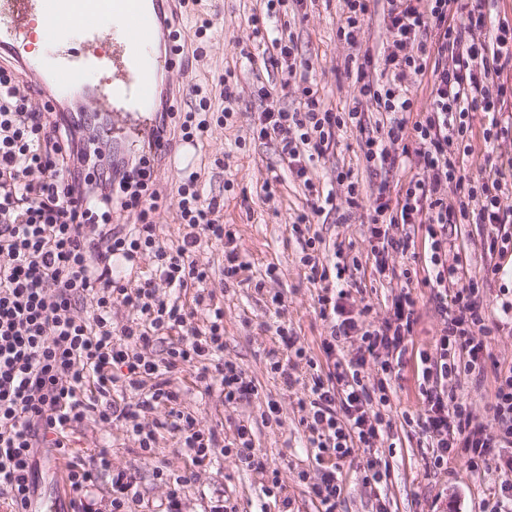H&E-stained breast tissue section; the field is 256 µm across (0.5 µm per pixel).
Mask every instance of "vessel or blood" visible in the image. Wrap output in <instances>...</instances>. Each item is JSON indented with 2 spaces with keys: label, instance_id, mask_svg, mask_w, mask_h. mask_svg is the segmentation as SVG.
I'll return each mask as SVG.
<instances>
[{
  "label": "vessel or blood",
  "instance_id": "b4317fda",
  "mask_svg": "<svg viewBox=\"0 0 512 512\" xmlns=\"http://www.w3.org/2000/svg\"><path fill=\"white\" fill-rule=\"evenodd\" d=\"M173 22L164 0H0V49L34 77L51 105L66 107L76 90L90 94L110 121L102 141L133 152L153 143L163 77L179 66L174 50L156 51ZM112 33L108 54L93 47Z\"/></svg>",
  "mask_w": 512,
  "mask_h": 512
}]
</instances>
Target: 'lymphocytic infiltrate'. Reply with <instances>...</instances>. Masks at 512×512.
Masks as SVG:
<instances>
[{
  "mask_svg": "<svg viewBox=\"0 0 512 512\" xmlns=\"http://www.w3.org/2000/svg\"><path fill=\"white\" fill-rule=\"evenodd\" d=\"M496 0H387L384 18L387 48L382 57L362 50L355 59V82L361 98L375 104L376 133L365 141L368 167L391 172L418 158L421 176L405 183L397 200L379 186L371 203L370 235L388 237L389 249L373 248L374 269L385 275L390 249L416 250L417 236L430 249L421 267L402 269L408 289L392 303L393 313L374 323L372 309H349V293L336 280L347 270L341 245L327 263L322 238L308 216H299L290 231L302 244V264L318 284L321 318L330 325L320 351L332 371L321 374L298 337L280 330L286 356H272L270 369L284 384L306 364L310 379L300 402L301 422L311 435L320 468L310 485L323 512H336L343 493L338 476L343 459L366 455L364 481L378 485L389 475L388 463L376 451L384 433L383 411L390 404V380L402 367L406 343L416 323V301L410 284L421 282L439 301L443 326L432 352H421V409L405 417L425 440L433 470H447L457 448L468 455L473 471L495 469L498 491L483 512H512V458L495 459L494 449L512 445V366L500 371L493 394L497 437L476 424L466 398L448 386L459 368L482 369L487 336L498 323L494 308L477 288H456V263L448 259V229L455 224H510L512 211L501 198L512 192V167H491L474 178L463 172L472 155V115L488 121L485 145L512 136V25L496 22ZM430 78L429 101L419 105L414 88ZM17 67L0 64V497L11 512H26L37 493L41 451L64 454L69 430L87 412L102 423L120 422L145 449L152 434L140 419L158 406L168 412L160 428L174 433L193 461L208 458L214 430L203 429L178 409L179 394L170 386L175 370L192 367L205 390L219 389L225 404L254 394L255 385L234 361L224 357V309L208 289L211 271L201 262L202 246L225 244L224 276L237 278L245 263L233 250L235 233L225 224L215 197H204L200 175L184 168L177 188V219L188 228L182 240L165 246L156 236L155 215L163 194L157 186L154 155L127 156L95 142L93 126L78 113L34 107L21 88ZM252 134L279 139L288 169L302 179L312 196L320 190L308 176V165L333 146L337 130L363 127L359 105L335 113L324 109L317 89L303 86L298 109L277 106L267 89ZM232 114L215 120L193 108L159 114L160 137L200 146L212 125H224ZM455 187L456 203L448 201ZM321 196V195H320ZM479 207H472V200ZM149 258L152 273L130 285L113 272L115 261ZM194 289L202 323L190 320L183 303L164 300L158 286ZM121 302L135 315L131 323L112 325V304ZM169 336L164 357L148 356L158 336ZM359 340L355 358H340L342 344ZM377 360L382 372L367 385L362 370ZM112 473V510L129 512L136 479L112 471L110 454L100 449L87 461L70 464L67 474L72 502L85 497L96 475Z\"/></svg>",
  "mask_w": 512,
  "mask_h": 512,
  "instance_id": "f902f5d3",
  "label": "lymphocytic infiltrate"
}]
</instances>
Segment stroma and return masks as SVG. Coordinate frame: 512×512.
<instances>
[{"label": "stroma", "mask_w": 512, "mask_h": 512, "mask_svg": "<svg viewBox=\"0 0 512 512\" xmlns=\"http://www.w3.org/2000/svg\"><path fill=\"white\" fill-rule=\"evenodd\" d=\"M343 0H286L276 16L268 17L270 29H290L297 40L302 59L308 60L307 77L319 90L325 108L344 112L358 94L353 73L356 54L337 36L344 18ZM265 0H200L187 6L180 18L181 34L186 46L196 44L194 32L201 18L216 19L202 46L203 56L192 65L180 67L167 76L166 85L180 87L186 101H196V89L207 90L212 111L225 104L218 88L212 84L214 73L232 71L237 79L233 124L212 126L200 150L180 154L175 163H162L157 178L164 194V203L155 216L161 243L172 244L186 232L176 220L178 196L176 188L180 170L194 165L201 171V190L205 196L224 200V221L237 231L235 244L248 267L239 282L224 279V248L205 246L199 253L208 262L212 278L209 285L214 300L224 308V356L238 363L253 380L256 391L249 399L234 405L222 403L218 391H205L191 368L176 370L172 383L180 391V407L191 413L206 428L217 433L218 447L209 459L195 462L180 448L172 433L160 429L155 433L152 451L139 448L124 426L103 424L86 419L72 438L70 453L86 459L98 451L109 449L111 471L100 472L92 488L95 512H110L112 470L135 474L140 500L132 504V512H156L169 493L166 476H182L186 482L180 495L183 512H212L214 506L231 500L237 512H322L300 472L316 474L318 465L310 434L300 423L299 402L305 397L302 385L286 386L270 370V351L280 349L279 328H286L311 356H319L322 339L330 333L316 305L317 287L309 278V270L301 262L302 246L290 234L288 226L297 216H311L312 222L326 244L343 243L349 255L357 257L358 268L345 274L353 308L371 306L376 321L392 314L394 298L404 284L398 272L410 262L401 252H390L388 263L394 275L379 276L374 269L371 249L373 239L368 233L370 210L348 208L347 188L338 184V171H351L358 180L363 197L375 193L380 182H387L391 191H398L410 176L421 171L420 163L406 170L378 175L371 172L364 158L367 131L347 126L341 131L336 146L324 157L315 160L310 175L316 184L333 195L332 208L314 215V199L288 169L275 140H257L252 126L264 104L259 88H267L279 107L298 108L300 92L296 84H284L271 52L265 51L252 33V16H264ZM266 16V15H265ZM474 153L465 166V173L477 176L487 162L501 163L512 158V143L485 146L481 137L485 124L483 113L472 117ZM227 160L223 174H213L215 159ZM491 226L486 224L457 225L452 236L453 251L458 258L457 287L478 285L484 301L501 307L512 301V250L500 253L490 250ZM497 267V275L479 281V273ZM418 321L411 338L412 347L398 376L393 379L391 406L384 411L389 421L384 436L381 458L390 463V473L379 491H372L362 477L365 456L357 455L340 464L345 486L336 505V512H375L377 495H385L391 512H480L483 500L495 486L493 471H470L466 454L452 461L451 472L436 473L426 465V454L418 445V437L404 420L405 413L419 409L416 367L420 351L432 350L434 339L442 326L438 303L426 287L413 286ZM280 296L281 305H273V296ZM488 358L482 374L461 372L456 386L467 398L477 421L487 435L498 433L491 404L495 375L499 369L512 365V322L503 321L489 336ZM276 402L275 421H267L269 402ZM251 424L255 445L260 448L270 468L276 469L280 492L267 490V477L243 469L235 456L225 453L239 421Z\"/></svg>", "instance_id": "obj_1"}]
</instances>
